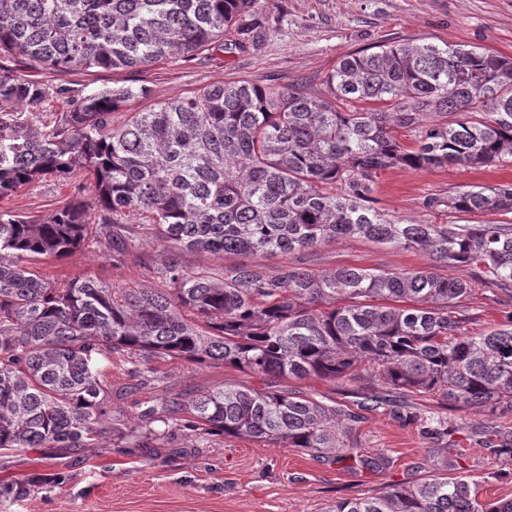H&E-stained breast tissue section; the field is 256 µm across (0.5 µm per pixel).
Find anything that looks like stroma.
Segmentation results:
<instances>
[{
	"instance_id": "1",
	"label": "stroma",
	"mask_w": 512,
	"mask_h": 512,
	"mask_svg": "<svg viewBox=\"0 0 512 512\" xmlns=\"http://www.w3.org/2000/svg\"><path fill=\"white\" fill-rule=\"evenodd\" d=\"M248 20L261 36L257 47L210 51L190 62L166 59L142 71L59 72L17 56H2L0 67L58 89L42 115L49 123L68 111L70 101L94 89L150 86L151 97L113 113L117 125L131 113L218 82L296 85L316 94L343 56L378 44H465L512 57V0H253ZM500 183L512 184V166L389 168L377 175L372 199L374 207L390 218L445 224L447 211L428 208V198ZM74 186L71 179L34 182L1 198L0 211L50 218L73 199ZM150 221L149 213H135L112 245H87L64 258L31 259L29 265L60 287L82 275L111 286L159 287L158 272L169 254ZM249 261L274 275L286 264L314 271L355 266L405 272L423 268L428 259L411 250L348 239L286 256L257 253ZM445 273L470 283L471 291L461 303L472 317L469 335L506 322L512 304L489 300L474 272L449 267ZM155 366L164 373L167 389L136 385L120 361L107 368L114 417L134 420L145 407L161 405L170 392L194 395L227 382L255 389L265 386L260 377L220 362L199 365L169 359L156 361ZM278 386L351 410L363 395L349 381L315 376L282 379ZM371 390L387 396L391 406L361 412L353 425L354 457L341 463L300 448H275L250 439L214 436L199 448L179 430L159 448L0 450V485L26 489L20 496L9 491L1 495L0 512H327L337 500L376 496L388 486L408 487L444 470L470 476L479 485L481 499L512 498V461L491 451L512 433V415L444 410L448 437L442 444L426 438L419 421L406 418L408 412L435 408L431 397L404 394L379 382ZM377 453L387 459L384 468L356 465L357 456Z\"/></svg>"
}]
</instances>
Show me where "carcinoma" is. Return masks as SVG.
Returning <instances> with one entry per match:
<instances>
[{"label": "carcinoma", "mask_w": 512, "mask_h": 512, "mask_svg": "<svg viewBox=\"0 0 512 512\" xmlns=\"http://www.w3.org/2000/svg\"><path fill=\"white\" fill-rule=\"evenodd\" d=\"M252 0H0V54L58 71L146 69L192 61L253 29ZM325 93L216 83L112 126V113L151 95L102 87L47 126L60 91L0 68V198L51 178L84 175L100 209L75 201L46 221L0 213V450L150 448L178 426L204 445L244 437L273 447L352 456L355 417L313 397L226 384L171 395L131 425L112 416L101 365L127 357L128 376L166 387L152 358L222 362L268 378L375 380L437 404L512 414V317L479 336L458 310L467 281L434 269L353 266L272 276L241 263L216 275L174 260L161 288H110L76 276L64 288L36 274L35 256L61 258L109 243L129 213L146 211L169 252L249 255L312 250L342 239L412 250L474 270L491 299H512V184L427 200L475 224H402L371 206L378 172L512 165V57L480 47L376 45L340 59ZM430 439L448 422L421 418ZM329 512H512V498L478 499L468 476H434Z\"/></svg>", "instance_id": "cac0c4a2"}]
</instances>
